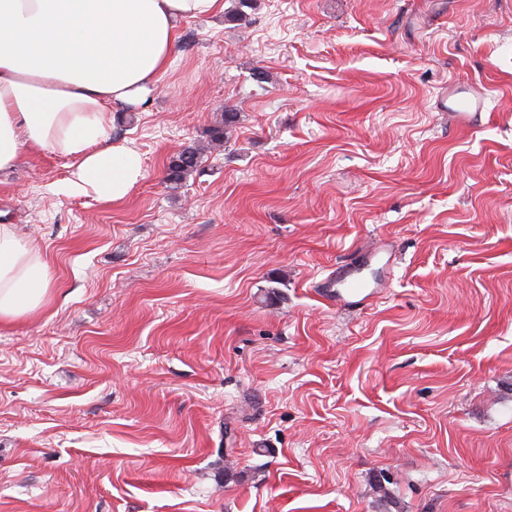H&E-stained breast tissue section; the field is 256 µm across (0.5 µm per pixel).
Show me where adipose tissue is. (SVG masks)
I'll return each mask as SVG.
<instances>
[{"mask_svg":"<svg viewBox=\"0 0 512 512\" xmlns=\"http://www.w3.org/2000/svg\"><path fill=\"white\" fill-rule=\"evenodd\" d=\"M224 0H0V172L25 152L70 159L66 197L123 200L143 174L140 154L112 137L167 71L181 21L222 12ZM44 256L0 224V320L39 308Z\"/></svg>","mask_w":512,"mask_h":512,"instance_id":"1","label":"adipose tissue"}]
</instances>
